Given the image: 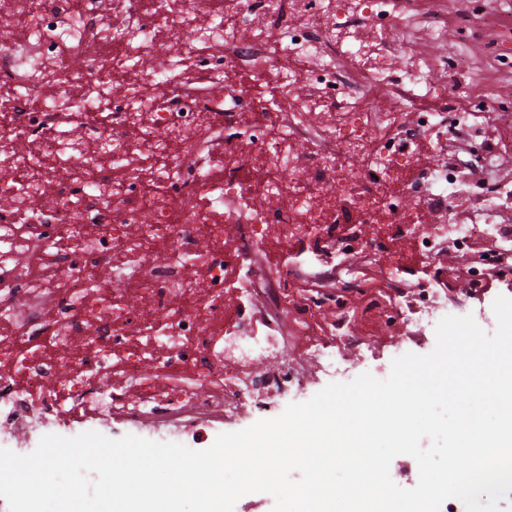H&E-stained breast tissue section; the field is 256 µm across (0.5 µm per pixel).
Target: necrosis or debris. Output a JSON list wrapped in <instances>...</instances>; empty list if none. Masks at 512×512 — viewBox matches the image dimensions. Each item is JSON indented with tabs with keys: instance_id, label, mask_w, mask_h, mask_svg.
Here are the masks:
<instances>
[{
	"instance_id": "1",
	"label": "necrosis or debris",
	"mask_w": 512,
	"mask_h": 512,
	"mask_svg": "<svg viewBox=\"0 0 512 512\" xmlns=\"http://www.w3.org/2000/svg\"><path fill=\"white\" fill-rule=\"evenodd\" d=\"M0 0V409L79 420L112 415L172 441L184 418L220 422L303 392L308 364L346 375L359 327L402 329L400 353L433 350L437 323L473 315L491 276L512 274V181L497 148L409 170L420 140L468 136L471 113L421 108L429 65L390 71L389 22L410 0ZM184 28L178 54L216 52L226 83L176 80L146 95L130 62ZM82 57L73 66V57ZM307 59L296 72L284 59ZM121 71L122 97L106 74ZM259 71L272 97L233 109V79ZM313 82L315 98L295 97ZM388 88L385 109L365 87ZM81 127V141L64 129ZM384 132L369 150L367 130ZM305 151H298V144ZM253 180L240 176L243 169ZM292 172L283 180V172ZM476 199L469 223L453 200ZM442 213L420 229L422 208ZM277 230L278 264L265 262ZM425 258L470 251L448 308L436 274L410 281L387 242ZM142 306L127 308L117 281ZM324 317L322 332L310 322ZM150 361L152 380L139 376Z\"/></svg>"
}]
</instances>
